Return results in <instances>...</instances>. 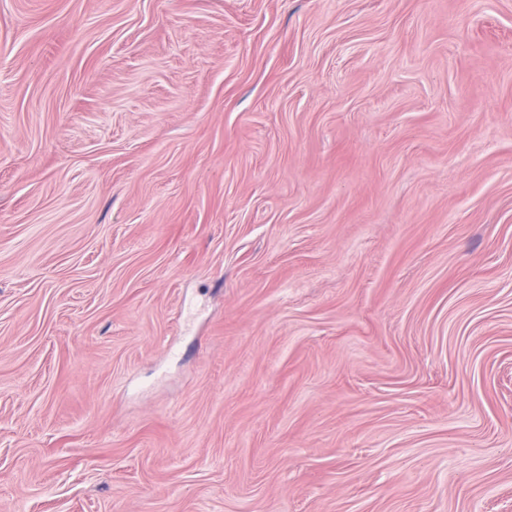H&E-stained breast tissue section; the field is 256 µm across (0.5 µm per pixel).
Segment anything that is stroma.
<instances>
[{
  "mask_svg": "<svg viewBox=\"0 0 512 512\" xmlns=\"http://www.w3.org/2000/svg\"><path fill=\"white\" fill-rule=\"evenodd\" d=\"M0 512H512V0H0Z\"/></svg>",
  "mask_w": 512,
  "mask_h": 512,
  "instance_id": "35a3bbf8",
  "label": "stroma"
}]
</instances>
